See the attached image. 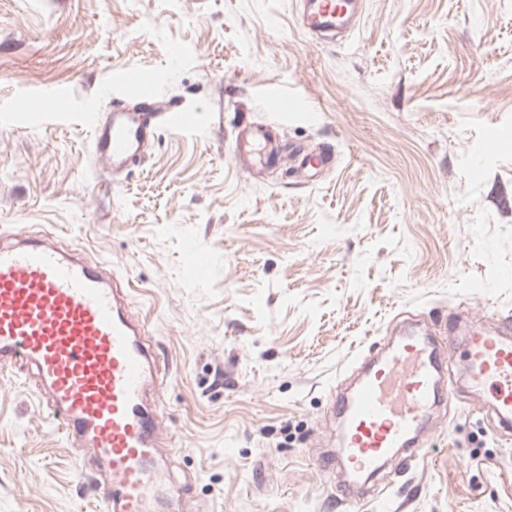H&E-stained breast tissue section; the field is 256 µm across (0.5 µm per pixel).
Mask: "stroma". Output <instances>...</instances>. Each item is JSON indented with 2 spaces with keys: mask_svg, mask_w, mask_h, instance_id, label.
Masks as SVG:
<instances>
[{
  "mask_svg": "<svg viewBox=\"0 0 512 512\" xmlns=\"http://www.w3.org/2000/svg\"><path fill=\"white\" fill-rule=\"evenodd\" d=\"M184 109L101 174L116 73ZM287 89L310 110L282 113ZM65 93L70 112L51 109ZM270 128L274 165L229 146ZM512 0H366L311 40L296 0H0V236L104 262L166 360L182 512H512V439L461 393L396 484L342 502L330 395L402 322L512 317ZM330 151L308 178L298 153ZM27 369H0V512H103Z\"/></svg>",
  "mask_w": 512,
  "mask_h": 512,
  "instance_id": "1",
  "label": "stroma"
}]
</instances>
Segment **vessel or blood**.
<instances>
[{
    "mask_svg": "<svg viewBox=\"0 0 512 512\" xmlns=\"http://www.w3.org/2000/svg\"><path fill=\"white\" fill-rule=\"evenodd\" d=\"M364 0H299L303 29L336 35L360 17ZM101 171L140 160L159 128L182 130L178 107L153 100L113 104L89 113ZM266 126L241 128L235 162L268 163ZM145 325L127 309L119 282L49 241L15 234L0 243V367L29 366L48 411L73 447L82 450L87 490L106 512H172L181 493L167 489V459L159 440L158 353ZM461 358L468 385L494 414L501 438L512 437V331L475 324L463 339L439 342L414 329L366 357L353 388L332 401L341 426L339 447L324 470L342 492L380 477L389 459L406 465L429 421L456 395L448 362Z\"/></svg>",
    "mask_w": 512,
    "mask_h": 512,
    "instance_id": "b4317fda",
    "label": "vessel or blood"
}]
</instances>
